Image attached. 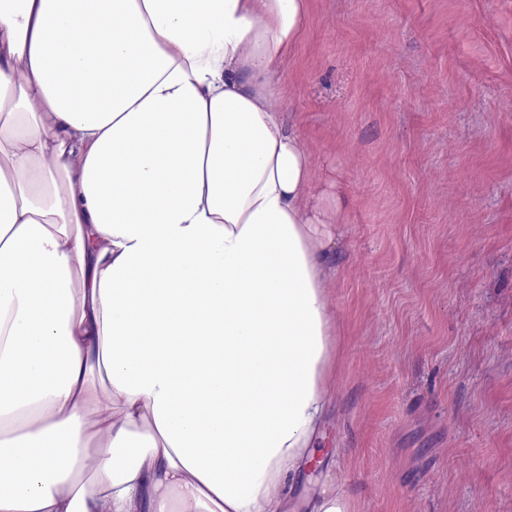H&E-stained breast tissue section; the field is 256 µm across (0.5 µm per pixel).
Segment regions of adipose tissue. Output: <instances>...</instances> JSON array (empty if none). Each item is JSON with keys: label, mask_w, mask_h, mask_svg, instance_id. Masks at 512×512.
Returning a JSON list of instances; mask_svg holds the SVG:
<instances>
[{"label": "adipose tissue", "mask_w": 512, "mask_h": 512, "mask_svg": "<svg viewBox=\"0 0 512 512\" xmlns=\"http://www.w3.org/2000/svg\"><path fill=\"white\" fill-rule=\"evenodd\" d=\"M305 16L0 0V512H289L347 206L277 104Z\"/></svg>", "instance_id": "ef3b65f1"}]
</instances>
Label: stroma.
Returning <instances> with one entry per match:
<instances>
[{"label": "stroma", "instance_id": "stroma-1", "mask_svg": "<svg viewBox=\"0 0 512 512\" xmlns=\"http://www.w3.org/2000/svg\"><path fill=\"white\" fill-rule=\"evenodd\" d=\"M280 108L350 205L319 467L355 512H512V0H307Z\"/></svg>", "mask_w": 512, "mask_h": 512}]
</instances>
